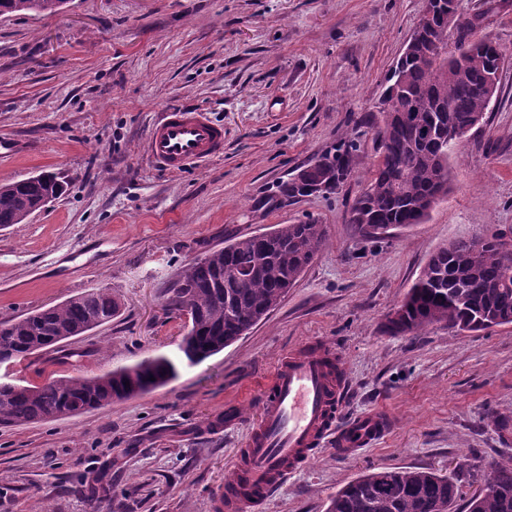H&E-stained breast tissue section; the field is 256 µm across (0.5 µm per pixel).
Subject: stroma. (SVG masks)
Listing matches in <instances>:
<instances>
[{
    "label": "stroma",
    "mask_w": 512,
    "mask_h": 512,
    "mask_svg": "<svg viewBox=\"0 0 512 512\" xmlns=\"http://www.w3.org/2000/svg\"><path fill=\"white\" fill-rule=\"evenodd\" d=\"M459 0L506 49L487 124L449 159V190L421 224L367 238L349 222L375 161L363 116L425 0H68L0 17V183L55 173L63 193L0 228V320L92 288L111 322L9 365L24 385L175 357L185 315L164 292L225 239L314 218L327 241L249 333L149 392L55 421L0 428V512H212L280 358L316 341L342 357L348 415L395 425L349 457L321 447L263 512H326L374 468L442 474L512 458V325L385 332L387 314L450 242L512 235V0ZM201 108L224 153L171 174L147 156L159 113ZM343 136V192L270 202L279 181Z\"/></svg>",
    "instance_id": "35a3bbf8"
}]
</instances>
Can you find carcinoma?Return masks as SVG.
Returning <instances> with one entry per match:
<instances>
[{"label": "carcinoma", "instance_id": "1", "mask_svg": "<svg viewBox=\"0 0 512 512\" xmlns=\"http://www.w3.org/2000/svg\"><path fill=\"white\" fill-rule=\"evenodd\" d=\"M66 0H0V16L18 12L56 14ZM456 0H435L426 35L397 61L386 79L381 103L364 118L377 160L365 188L350 209V223L368 237L390 226L421 224L431 199L448 192V161L458 143L448 128L469 132L486 122L498 91L503 47L472 39L481 15L464 16L448 49V13ZM360 144L342 138L278 185L279 201L312 195L332 178L338 188L353 176ZM62 191L52 174L0 184V227L20 224ZM322 225L312 221L278 224L270 231L235 237L194 259L166 291L169 311L188 315L189 330L175 359L157 357L89 377L78 376L29 386L0 381V425L58 420L152 390L177 375L178 365H195L224 350L261 322L288 293L325 245ZM237 273L225 277V270ZM392 334L421 335L443 323L450 329L480 331L512 325V275L494 235L480 249L471 240L439 248L397 306ZM118 300L92 289L63 303L0 321V363L55 347L110 321ZM484 486L470 499L469 512H512V459L489 464ZM464 475H441L419 468H385L358 477L336 492L327 512H451Z\"/></svg>", "mask_w": 512, "mask_h": 512}]
</instances>
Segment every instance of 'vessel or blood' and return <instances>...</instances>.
I'll return each instance as SVG.
<instances>
[{
	"label": "vessel or blood",
	"instance_id": "b4317fda",
	"mask_svg": "<svg viewBox=\"0 0 512 512\" xmlns=\"http://www.w3.org/2000/svg\"><path fill=\"white\" fill-rule=\"evenodd\" d=\"M146 147L168 171L197 169L223 154L224 127L200 109H169L151 126ZM347 391L344 364L334 350L304 346L282 357L246 444L236 451L233 473L214 500L215 512H260L325 441L347 457L392 429V415L381 410L345 418Z\"/></svg>",
	"mask_w": 512,
	"mask_h": 512
}]
</instances>
